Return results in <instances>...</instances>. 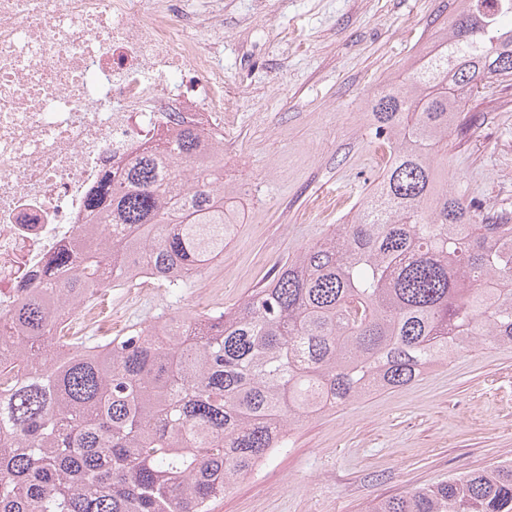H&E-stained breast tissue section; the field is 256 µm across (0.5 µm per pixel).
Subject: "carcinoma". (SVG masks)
<instances>
[{"label": "carcinoma", "instance_id": "1", "mask_svg": "<svg viewBox=\"0 0 512 512\" xmlns=\"http://www.w3.org/2000/svg\"><path fill=\"white\" fill-rule=\"evenodd\" d=\"M512 0H460L441 49L367 113L391 145L350 223L279 260L270 281L217 315L92 346L57 342L54 308L127 284L145 253L168 288L224 254V166L183 130L138 154L89 199L102 223L49 262L7 344L0 512H211L325 396L347 406L416 382L475 345L512 346V224L448 186V129L467 93L512 78ZM68 348L35 376V345ZM365 512H512V461L371 501Z\"/></svg>", "mask_w": 512, "mask_h": 512}]
</instances>
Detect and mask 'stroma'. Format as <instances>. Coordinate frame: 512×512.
I'll return each mask as SVG.
<instances>
[{
  "label": "stroma",
  "mask_w": 512,
  "mask_h": 512,
  "mask_svg": "<svg viewBox=\"0 0 512 512\" xmlns=\"http://www.w3.org/2000/svg\"><path fill=\"white\" fill-rule=\"evenodd\" d=\"M224 97L236 107L224 171L237 220L203 270L209 313L269 280L273 264L355 215L383 169L367 111L399 85L459 0H222ZM448 131V183L512 222V80L465 99ZM199 289L112 291V333L192 313ZM512 460V346L476 348L402 389L295 426L287 448L226 490L212 512H364L369 501Z\"/></svg>",
  "instance_id": "35a3bbf8"
}]
</instances>
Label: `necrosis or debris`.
Masks as SVG:
<instances>
[{"mask_svg": "<svg viewBox=\"0 0 512 512\" xmlns=\"http://www.w3.org/2000/svg\"><path fill=\"white\" fill-rule=\"evenodd\" d=\"M224 12L180 0H0V334L51 257L78 246L94 189L180 128L224 152ZM56 335L112 332L107 304L58 308Z\"/></svg>", "mask_w": 512, "mask_h": 512, "instance_id": "4bbe7bcc", "label": "necrosis or debris"}]
</instances>
